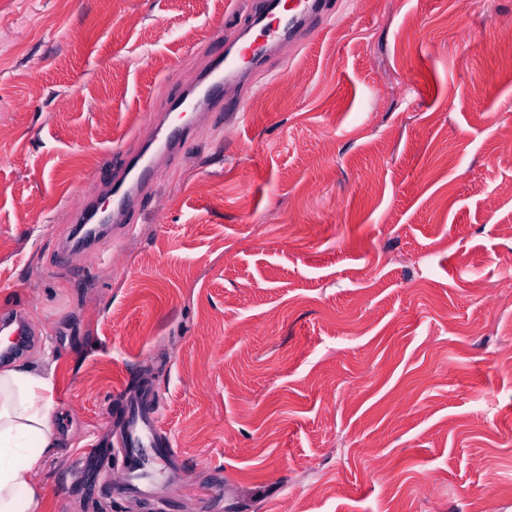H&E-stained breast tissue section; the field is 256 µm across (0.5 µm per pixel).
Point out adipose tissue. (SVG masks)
Returning a JSON list of instances; mask_svg holds the SVG:
<instances>
[{
  "label": "adipose tissue",
  "instance_id": "ef3b65f1",
  "mask_svg": "<svg viewBox=\"0 0 512 512\" xmlns=\"http://www.w3.org/2000/svg\"><path fill=\"white\" fill-rule=\"evenodd\" d=\"M52 391L35 358L0 367V512H37L40 464L61 445Z\"/></svg>",
  "mask_w": 512,
  "mask_h": 512
}]
</instances>
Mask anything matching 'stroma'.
<instances>
[{
	"label": "stroma",
	"instance_id": "stroma-1",
	"mask_svg": "<svg viewBox=\"0 0 512 512\" xmlns=\"http://www.w3.org/2000/svg\"><path fill=\"white\" fill-rule=\"evenodd\" d=\"M249 0H0V308L64 446L39 512H512V0H336L244 124L196 125L121 230L71 212L248 23ZM147 384L183 458L120 472ZM14 322L10 310H0V334L2 336H13L10 342L1 346V357L7 358L17 353L26 343L30 329L28 326L17 325L12 328Z\"/></svg>",
	"mask_w": 512,
	"mask_h": 512
}]
</instances>
